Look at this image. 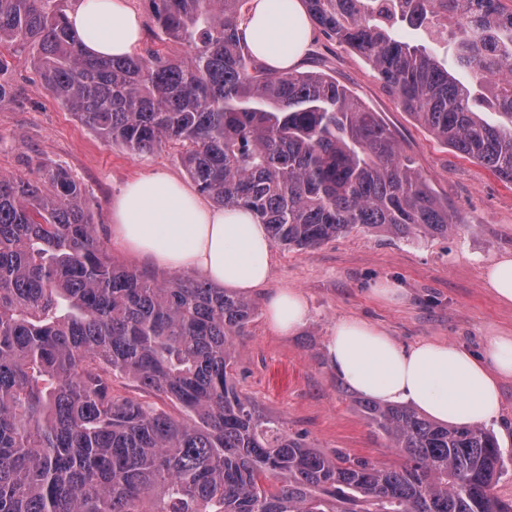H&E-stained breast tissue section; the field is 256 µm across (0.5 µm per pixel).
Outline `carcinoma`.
Segmentation results:
<instances>
[{
    "label": "carcinoma",
    "instance_id": "1",
    "mask_svg": "<svg viewBox=\"0 0 512 512\" xmlns=\"http://www.w3.org/2000/svg\"><path fill=\"white\" fill-rule=\"evenodd\" d=\"M459 156L512 184L509 0H304ZM248 0H151L189 48L86 54L56 0H0V45H30L54 97L133 153L183 148L198 191L306 248L356 226L446 236L448 202L344 85L251 65ZM449 26L455 69L398 28ZM255 303L112 262L62 168L0 175V512H512L494 432L360 403L403 462L314 448L234 382Z\"/></svg>",
    "mask_w": 512,
    "mask_h": 512
}]
</instances>
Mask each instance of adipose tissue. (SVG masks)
<instances>
[{
  "instance_id": "1",
  "label": "adipose tissue",
  "mask_w": 512,
  "mask_h": 512,
  "mask_svg": "<svg viewBox=\"0 0 512 512\" xmlns=\"http://www.w3.org/2000/svg\"><path fill=\"white\" fill-rule=\"evenodd\" d=\"M85 52L94 57L131 53L142 22L127 0H79L69 14ZM252 54L270 69L297 67L311 32L302 0H250L239 25ZM112 235L129 253L151 263L191 268L234 291L266 287L271 242L264 225L241 207L217 208L174 177L156 172L128 181L112 205ZM267 319L293 333L310 315L306 296L279 290L266 301ZM330 365L355 392L405 401L453 426L485 423L502 410L501 378L512 377V335L491 336L481 353L442 341L405 347L357 318L337 322L327 344Z\"/></svg>"
}]
</instances>
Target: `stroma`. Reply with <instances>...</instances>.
Here are the masks:
<instances>
[{"mask_svg": "<svg viewBox=\"0 0 512 512\" xmlns=\"http://www.w3.org/2000/svg\"><path fill=\"white\" fill-rule=\"evenodd\" d=\"M130 5L143 24L138 54L186 58L187 47L154 25L149 0ZM6 59L0 83L11 87L12 96L0 101V174L32 179L38 168H64L86 189L92 222L113 262L169 277L168 269L130 255L114 241L112 202L126 182L154 172L189 182L178 148L134 154L105 142L46 89L32 49L7 52ZM301 68L329 74L378 112L459 224L436 238L398 239L356 228L313 248L274 246L268 286L250 292L256 311L247 335L235 341V382L266 414L305 433L318 450L396 463L398 452L368 425L353 390L329 365L328 338L347 317L373 323L404 346L437 339L477 350L488 336L511 332L512 306L485 288L482 272L499 255L512 254V185L434 140L366 59L320 27L312 29ZM379 282L396 284L399 299L374 296L371 288ZM282 288L302 291L310 305L308 321L290 335L276 332L266 314L269 292Z\"/></svg>", "mask_w": 512, "mask_h": 512, "instance_id": "1", "label": "stroma"}]
</instances>
